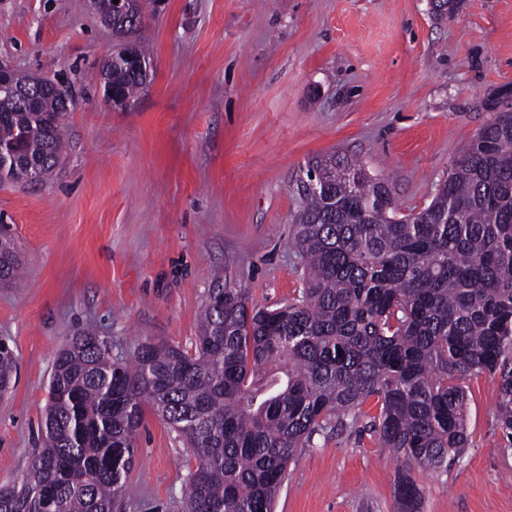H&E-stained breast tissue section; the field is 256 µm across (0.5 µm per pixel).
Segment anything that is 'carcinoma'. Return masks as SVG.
I'll return each mask as SVG.
<instances>
[{
	"instance_id": "1",
	"label": "carcinoma",
	"mask_w": 512,
	"mask_h": 512,
	"mask_svg": "<svg viewBox=\"0 0 512 512\" xmlns=\"http://www.w3.org/2000/svg\"><path fill=\"white\" fill-rule=\"evenodd\" d=\"M104 86L130 105L147 83L122 56L101 63ZM505 89L493 118L464 144L424 209L396 217L388 183L355 160L314 157L321 172L291 237L304 288L277 308L249 306L247 289H212L194 352L142 343L114 361L83 329L58 351L44 441L19 481L0 486V512H123L143 405L181 435L196 460L183 512H274L288 464L312 437L371 424L380 447L423 473L467 447L464 380L497 378V422L512 449V110ZM37 91L0 95V180H44L59 165L63 123ZM20 260L0 236V283ZM16 358L0 342V395ZM401 512L420 487L399 477Z\"/></svg>"
}]
</instances>
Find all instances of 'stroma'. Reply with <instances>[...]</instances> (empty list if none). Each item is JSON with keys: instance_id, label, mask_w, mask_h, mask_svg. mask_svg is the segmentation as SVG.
<instances>
[{"instance_id": "1", "label": "stroma", "mask_w": 512, "mask_h": 512, "mask_svg": "<svg viewBox=\"0 0 512 512\" xmlns=\"http://www.w3.org/2000/svg\"><path fill=\"white\" fill-rule=\"evenodd\" d=\"M150 82L106 105L96 76L115 40L77 0H0V58L63 77L75 104L55 177L0 181V232L23 265L0 285V338L18 358L0 398V485L42 443L57 351L91 328L113 357L146 341L193 349L211 288L227 277L276 307L303 286L287 246L306 162L359 159L392 189L397 215L426 207L464 142L512 88V0H167L139 34ZM468 446L425 474L389 457L367 424L314 436L288 467L276 512H397L402 472L421 512H512V451L488 375L465 379ZM125 512H182L196 467L145 411Z\"/></svg>"}]
</instances>
